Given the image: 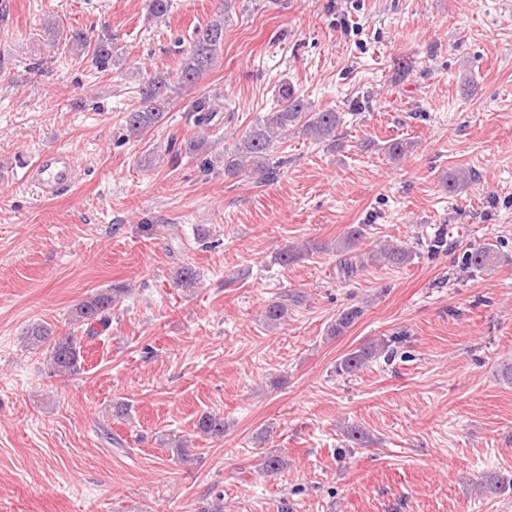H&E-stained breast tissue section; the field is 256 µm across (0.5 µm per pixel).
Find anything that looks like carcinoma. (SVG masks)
Listing matches in <instances>:
<instances>
[{
    "label": "carcinoma",
    "mask_w": 512,
    "mask_h": 512,
    "mask_svg": "<svg viewBox=\"0 0 512 512\" xmlns=\"http://www.w3.org/2000/svg\"><path fill=\"white\" fill-rule=\"evenodd\" d=\"M225 19H214L194 31L189 48L184 52L177 70V80L171 81L167 76L156 75L146 81L140 89L141 107L133 109L124 116L125 128L129 135L135 137L155 127L161 122L172 95L176 90L197 83L211 69L224 44ZM69 40L81 56L88 57L99 68H106L112 60V45L101 37H92L88 33L76 30ZM280 108L257 116L241 139L231 148L224 149V176L236 179L247 175L257 184L270 183L277 179L281 168L288 159L273 155V148L288 132L298 129L316 142L335 140L336 131L341 125L339 113L330 110H316L311 102L296 94L286 84L278 90ZM194 123L205 128L214 120L216 113L210 108L207 99L197 100L191 108ZM365 237V225L351 226L346 235L336 241V251L346 253ZM313 249L310 244L292 245L279 253V262L286 266L301 259L303 253ZM413 259V251L398 243L388 242L368 256L374 263L404 265ZM501 255L490 243L469 244L458 254V266L465 272H485L494 267ZM174 283L179 288L196 287L198 274L189 266H181L175 273ZM125 288L114 286L102 289L76 305L73 321L80 325L93 323L106 325L112 307L120 302ZM288 296L270 301L263 309V321L269 327H275L288 319ZM364 314L358 305L343 308L336 314V319L327 328V335H343ZM25 347L31 350L47 348L49 365L54 375L73 376L83 371L81 339L68 330L57 333L51 326L42 323L32 324L26 331ZM398 355L391 340L380 338L360 346L346 354L336 364V374L351 375L372 362L379 360L389 365ZM224 418L217 414H205L197 422V429L203 435L224 436Z\"/></svg>",
    "instance_id": "cac0c4a2"
}]
</instances>
